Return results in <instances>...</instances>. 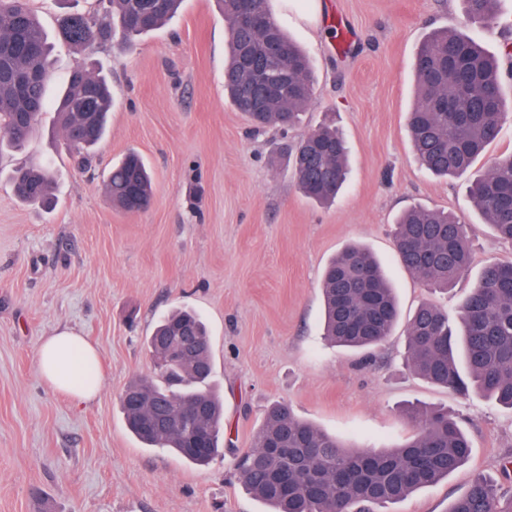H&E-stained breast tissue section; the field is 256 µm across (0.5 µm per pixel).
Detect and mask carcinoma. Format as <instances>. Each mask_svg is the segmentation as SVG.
Instances as JSON below:
<instances>
[{"label": "carcinoma", "instance_id": "obj_1", "mask_svg": "<svg viewBox=\"0 0 512 512\" xmlns=\"http://www.w3.org/2000/svg\"><path fill=\"white\" fill-rule=\"evenodd\" d=\"M104 15L93 24L81 13L61 20V33L74 47L118 35L132 45L178 14L183 0H105ZM228 32L224 94L238 106L243 88L271 85L247 113L257 128L292 126L313 96V65L275 19L252 28L240 18L237 0H217ZM466 15L480 23L498 18V0H464ZM278 52L270 57V45ZM52 47L29 0H0V142L23 145L34 132L44 106L45 78ZM501 62L470 39L450 29L437 31L419 47L415 62V101L407 129L417 161L439 176L472 170L496 139L512 110L501 92ZM448 103V110L437 108ZM112 94L105 76L75 68L65 79L58 121L68 149L94 148L107 131ZM348 169L347 150L336 130L323 127L298 146L294 175L302 192L319 202L335 198ZM13 190L24 203H46L52 176L43 168L17 171ZM105 187L112 203L126 212L147 206L152 177L142 157L131 151L112 166ZM469 197L483 221L512 243V164L501 163L477 175ZM400 264L428 287L446 290L470 268L465 225L453 214L427 207L406 211L395 224ZM324 336L350 349H372L385 343L399 319L394 289L378 259L366 248L350 245L328 265L322 279ZM205 342L194 358L172 359L165 340L183 329ZM405 360L420 378L467 396L480 394L512 409V263L488 262L454 319L432 304H421L406 325ZM150 354L163 363L155 375L130 383L122 410L130 432L149 448H166L195 465H206L219 453L223 405L212 391L211 344L204 324L192 312L166 317L146 339ZM188 402L204 408L190 428L149 430L153 413L172 416ZM416 435L395 448L352 449L335 436L285 413L275 403L265 413L253 447L240 454L235 469L254 497L273 512H374L377 506L405 500L436 484L469 459L471 443L459 423L442 410L417 405L404 409ZM207 438L203 452L186 448L189 430ZM285 439L290 451L281 458L268 444ZM448 512H512L500 507L494 482L472 479Z\"/></svg>", "mask_w": 512, "mask_h": 512}]
</instances>
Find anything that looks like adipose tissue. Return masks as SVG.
<instances>
[{
  "label": "adipose tissue",
  "mask_w": 512,
  "mask_h": 512,
  "mask_svg": "<svg viewBox=\"0 0 512 512\" xmlns=\"http://www.w3.org/2000/svg\"><path fill=\"white\" fill-rule=\"evenodd\" d=\"M38 372L51 389L82 403L96 398L104 381L97 347L67 329L42 338Z\"/></svg>",
  "instance_id": "1"
}]
</instances>
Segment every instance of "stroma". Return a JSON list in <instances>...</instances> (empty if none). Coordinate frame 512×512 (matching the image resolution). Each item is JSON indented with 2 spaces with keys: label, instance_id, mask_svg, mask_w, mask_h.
I'll use <instances>...</instances> for the list:
<instances>
[{
  "label": "stroma",
  "instance_id": "stroma-1",
  "mask_svg": "<svg viewBox=\"0 0 512 512\" xmlns=\"http://www.w3.org/2000/svg\"><path fill=\"white\" fill-rule=\"evenodd\" d=\"M312 25L282 0L270 9L314 65L312 101L299 123L254 130L224 98L226 23L216 0H184L178 17L137 39L74 48L58 19L90 0H31L53 44L46 104L24 150L0 153V512H266L233 464L251 448L271 403L347 445L383 448L413 437L414 404L443 408L467 430L472 452L438 484L388 512H448L481 472L512 495V410L479 394L462 398L412 374L405 329L353 353L322 336L321 279L346 246L368 247L397 290L402 318L432 301L456 313L471 287L429 290L400 265L392 229L414 206L452 212L467 225L472 274L512 262V243L484 224L466 178L441 177L413 155L407 115L415 58L439 29H454L494 54L512 45V0L494 26L474 22L462 0H319ZM355 34L336 47V25ZM80 65L101 68L112 88L107 133L87 168L70 157L56 96ZM332 123L349 150L347 181L329 204L299 189L288 152ZM137 152L152 172L151 206H113L105 180ZM51 165L56 205L19 201L12 171ZM192 309L211 340L224 404V454L208 466L148 448L126 429L120 399L151 376L146 347L159 319ZM62 329L99 348L104 383L76 403L37 372L42 337Z\"/></svg>",
  "mask_w": 512,
  "mask_h": 512
}]
</instances>
